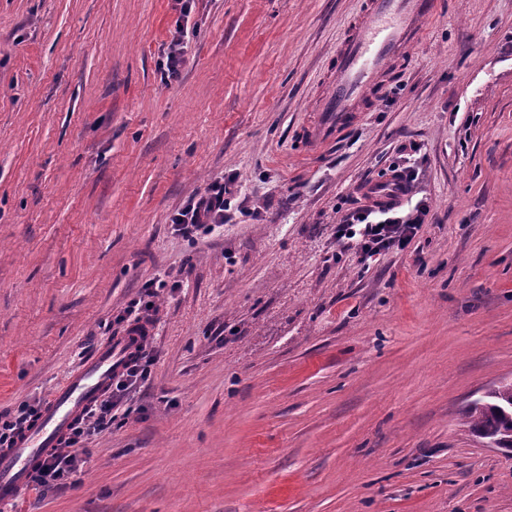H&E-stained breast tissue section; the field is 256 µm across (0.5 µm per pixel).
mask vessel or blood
<instances>
[{"label": "vessel or blood", "mask_w": 512, "mask_h": 512, "mask_svg": "<svg viewBox=\"0 0 512 512\" xmlns=\"http://www.w3.org/2000/svg\"><path fill=\"white\" fill-rule=\"evenodd\" d=\"M439 0H364L336 47V71L304 133L305 149L322 147L345 133L382 97L391 67L423 38V23ZM125 340L100 345L82 368L53 396L40 420L0 451V501L26 495L34 468L60 446L76 417L98 399L125 359Z\"/></svg>", "instance_id": "b4317fda"}]
</instances>
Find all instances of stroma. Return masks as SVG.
<instances>
[{"instance_id": "35a3bbf8", "label": "stroma", "mask_w": 512, "mask_h": 512, "mask_svg": "<svg viewBox=\"0 0 512 512\" xmlns=\"http://www.w3.org/2000/svg\"><path fill=\"white\" fill-rule=\"evenodd\" d=\"M361 4L0 0V412L48 403L157 288L141 391L76 483L0 512H512V452L463 417L512 380V0H441L302 157ZM399 156L429 221L366 260L336 227ZM217 179L228 221L183 238ZM187 32L180 25L170 31V39L166 46V70L162 72L163 78H170L176 75L180 67L186 61L187 42L185 41Z\"/></svg>"}]
</instances>
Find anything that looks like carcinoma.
Returning a JSON list of instances; mask_svg holds the SVG:
<instances>
[{"mask_svg":"<svg viewBox=\"0 0 512 512\" xmlns=\"http://www.w3.org/2000/svg\"><path fill=\"white\" fill-rule=\"evenodd\" d=\"M465 424L487 440L512 439V381L495 385L473 402L465 414Z\"/></svg>","mask_w":512,"mask_h":512,"instance_id":"carcinoma-1","label":"carcinoma"}]
</instances>
